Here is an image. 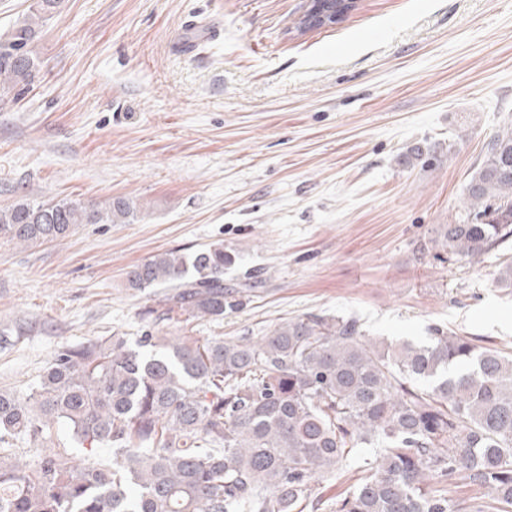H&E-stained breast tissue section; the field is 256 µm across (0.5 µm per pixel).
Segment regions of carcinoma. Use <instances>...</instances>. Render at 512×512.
<instances>
[{
  "label": "carcinoma",
  "instance_id": "carcinoma-1",
  "mask_svg": "<svg viewBox=\"0 0 512 512\" xmlns=\"http://www.w3.org/2000/svg\"><path fill=\"white\" fill-rule=\"evenodd\" d=\"M323 2L325 20L306 12L299 33L354 8ZM64 7L33 0L0 34V105L35 82L36 43ZM464 203L459 223L431 229V248L472 260L512 239V125L491 140ZM134 213L123 198L89 209L25 198L0 209V239L51 242ZM234 262L222 242L163 252L126 282L166 289L161 320H217ZM58 423L112 456H16L13 440L45 441ZM373 445L334 512H512V356L437 326L419 345H379L354 317L313 313L256 338L88 339L55 352L28 393L0 391V512H303L316 479ZM467 487L486 497L447 494Z\"/></svg>",
  "mask_w": 512,
  "mask_h": 512
}]
</instances>
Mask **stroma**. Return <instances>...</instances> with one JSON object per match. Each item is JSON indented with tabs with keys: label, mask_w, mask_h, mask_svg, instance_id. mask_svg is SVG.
I'll return each mask as SVG.
<instances>
[{
	"label": "stroma",
	"mask_w": 512,
	"mask_h": 512,
	"mask_svg": "<svg viewBox=\"0 0 512 512\" xmlns=\"http://www.w3.org/2000/svg\"><path fill=\"white\" fill-rule=\"evenodd\" d=\"M306 2L66 0L47 24L38 81L0 107V209L124 197L136 215L0 240V389L27 392L90 338H254L305 313L512 354V288L495 281L512 241L472 261L418 251L462 219L512 121V0H356L300 34ZM217 242L238 255L224 285L241 304L223 319L156 320L162 289L124 285L155 254ZM356 468L315 482L306 512H331Z\"/></svg>",
	"instance_id": "obj_1"
}]
</instances>
